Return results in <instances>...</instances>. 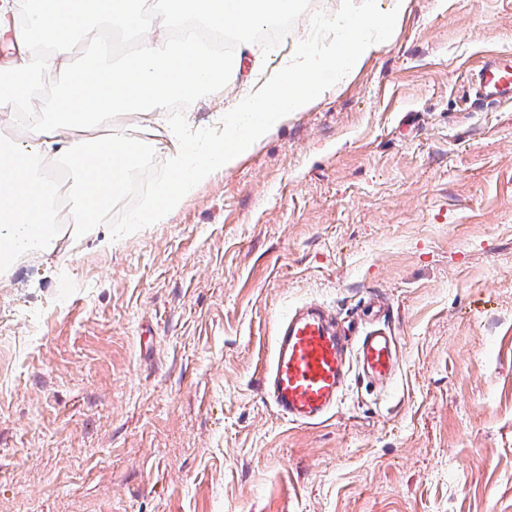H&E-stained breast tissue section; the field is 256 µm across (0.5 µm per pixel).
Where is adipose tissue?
<instances>
[{"instance_id": "adipose-tissue-1", "label": "adipose tissue", "mask_w": 512, "mask_h": 512, "mask_svg": "<svg viewBox=\"0 0 512 512\" xmlns=\"http://www.w3.org/2000/svg\"><path fill=\"white\" fill-rule=\"evenodd\" d=\"M410 0H342L322 22L325 41L305 35L273 78L253 32L298 16L302 0H0L14 54L0 63V277L23 259L57 254L65 240L115 247L112 208L124 193L144 139L138 123L112 115L163 112L207 88L251 84L224 113L223 136L200 146L179 128L167 175L129 225L163 223L218 172L232 168L294 112L347 84L385 46ZM237 35L232 61L212 51L211 34ZM95 44L78 65V37ZM42 111L32 103L46 85Z\"/></svg>"}]
</instances>
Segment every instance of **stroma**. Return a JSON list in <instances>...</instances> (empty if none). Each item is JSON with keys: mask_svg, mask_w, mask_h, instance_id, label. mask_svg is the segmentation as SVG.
Returning a JSON list of instances; mask_svg holds the SVG:
<instances>
[{"mask_svg": "<svg viewBox=\"0 0 512 512\" xmlns=\"http://www.w3.org/2000/svg\"><path fill=\"white\" fill-rule=\"evenodd\" d=\"M512 0H411L354 78L161 224L0 281V512H512ZM231 93L179 106L218 137ZM147 135L113 223L164 177ZM314 302L385 324L396 376L351 373L319 424L260 375ZM471 105L512 102V58L488 57L471 78Z\"/></svg>", "mask_w": 512, "mask_h": 512, "instance_id": "1", "label": "stroma"}]
</instances>
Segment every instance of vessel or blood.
I'll use <instances>...</instances> for the list:
<instances>
[{
	"label": "vessel or blood",
	"instance_id": "1",
	"mask_svg": "<svg viewBox=\"0 0 512 512\" xmlns=\"http://www.w3.org/2000/svg\"><path fill=\"white\" fill-rule=\"evenodd\" d=\"M474 106L512 102V58H487L471 78ZM370 379L390 383L397 370L392 336L377 330L348 344L323 313L298 309L284 316L264 368V393L288 421L316 424L336 407L348 379L347 358Z\"/></svg>",
	"mask_w": 512,
	"mask_h": 512
}]
</instances>
